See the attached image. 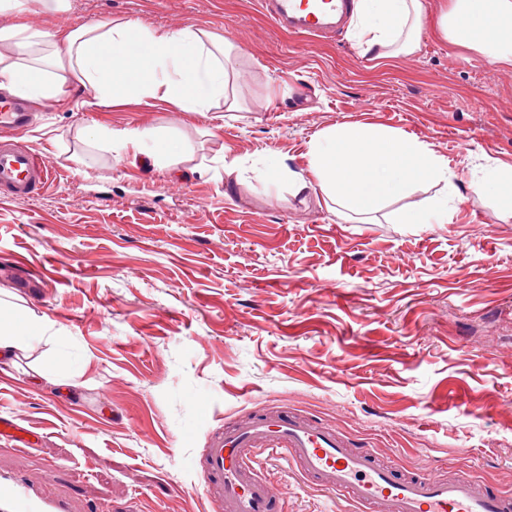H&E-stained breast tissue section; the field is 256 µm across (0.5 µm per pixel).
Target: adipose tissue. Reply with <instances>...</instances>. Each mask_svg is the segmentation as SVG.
Segmentation results:
<instances>
[{
  "instance_id": "1",
  "label": "adipose tissue",
  "mask_w": 512,
  "mask_h": 512,
  "mask_svg": "<svg viewBox=\"0 0 512 512\" xmlns=\"http://www.w3.org/2000/svg\"><path fill=\"white\" fill-rule=\"evenodd\" d=\"M70 0H0V91L34 103L65 99L80 91V106L109 108L132 99H160L181 112L211 111L215 98L237 110L241 72L224 61L231 43L203 29L151 28L133 20L47 27ZM433 24L448 43L512 68V0H441L430 14L427 0H356L354 38L372 58L410 55L419 33ZM87 136L122 152L130 164L148 159L157 168L176 166L183 147L170 131L134 126ZM309 178L295 191L319 188L345 211L372 212L412 188L444 183L454 190L448 160L416 138L373 126L339 124L311 148ZM470 190L495 196L512 215V164L472 176ZM41 322L0 308V365H12L41 335Z\"/></svg>"
}]
</instances>
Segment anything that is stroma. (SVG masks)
Segmentation results:
<instances>
[{
	"label": "stroma",
	"mask_w": 512,
	"mask_h": 512,
	"mask_svg": "<svg viewBox=\"0 0 512 512\" xmlns=\"http://www.w3.org/2000/svg\"><path fill=\"white\" fill-rule=\"evenodd\" d=\"M68 25L138 20L203 28L235 44L242 107L211 116L152 100L108 109L46 101L25 143L61 175L0 202V305L45 336L0 367V416L35 448L0 442V469L52 466L55 489L96 512H211L194 467L210 430L280 404L341 428L354 447L414 472L439 468L512 492V216L472 174L512 164V68L426 26L418 52L361 55L276 30L257 0H70ZM339 124L403 133L447 157L455 196L432 183L368 223L320 189L293 193L312 143ZM174 127L187 172L89 152L86 126ZM237 163L229 177L215 157ZM286 171L258 181L254 169ZM447 199L444 224L397 216ZM46 282L16 274L13 257ZM52 364L59 384L36 374ZM465 388L449 397V384ZM267 479L287 512H346L294 473Z\"/></svg>",
	"instance_id": "stroma-1"
}]
</instances>
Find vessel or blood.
<instances>
[{
  "label": "vessel or blood",
  "instance_id": "1",
  "mask_svg": "<svg viewBox=\"0 0 512 512\" xmlns=\"http://www.w3.org/2000/svg\"><path fill=\"white\" fill-rule=\"evenodd\" d=\"M281 32L322 39L347 21L353 0H258ZM32 115L19 99L0 97V201L32 199L54 181L43 156L24 145ZM32 431L0 418V438L32 446ZM285 461L353 512H512V494L482 481L441 472L429 463L418 472L379 462L369 448L352 447L335 426L285 406L265 408L214 429L195 465L212 512H283L278 489L261 474L266 458ZM54 468L40 479L0 473V512H70L67 498L43 494L55 483Z\"/></svg>",
  "mask_w": 512,
  "mask_h": 512
}]
</instances>
